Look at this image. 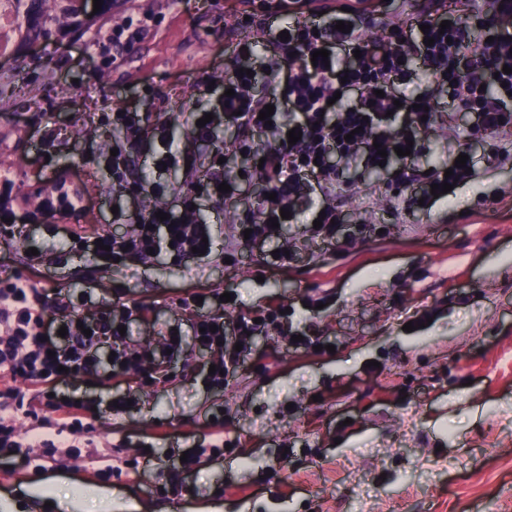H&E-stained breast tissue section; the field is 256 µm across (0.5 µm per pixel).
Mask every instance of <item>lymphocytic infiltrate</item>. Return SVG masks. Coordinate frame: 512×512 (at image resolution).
Masks as SVG:
<instances>
[{"label":"lymphocytic infiltrate","instance_id":"obj_1","mask_svg":"<svg viewBox=\"0 0 512 512\" xmlns=\"http://www.w3.org/2000/svg\"><path fill=\"white\" fill-rule=\"evenodd\" d=\"M501 14L478 13V36L459 24L442 27V0H431L417 23L390 24L387 38L369 40L362 34L360 11L345 12L326 7L323 15L310 20L285 19L277 24H259L254 34L236 39L238 72L225 78L228 96L222 97L211 122L198 126L199 112L186 118L193 138L210 140L216 126H233L238 134L236 151L251 164L259 165L260 175L276 197L265 200L258 212H246L238 230H249V241L261 244L279 237L271 218L281 211L298 217L313 198H321L325 212L320 228L312 237L346 250L350 238L340 236L343 218L332 198L341 176L338 163L359 164L365 169H391L402 146L419 154L421 133L431 126L435 113L429 108L432 95L449 92L457 105L472 114L475 130L500 136L497 152L512 157V28L499 22V15H512V0H494ZM350 23V32L336 28L337 22ZM288 40H281V31ZM471 53H464V46ZM328 50L324 61H313L314 51ZM420 64L431 76V91L416 97L396 91V81L405 79L412 64ZM271 79L272 93L257 94L262 79ZM357 88L361 96L356 105L334 101L335 92ZM273 105L270 121L259 118L266 105ZM399 125H391V118ZM112 126L118 134L113 146L116 156L109 167L114 187L132 199L150 197L160 205L139 211L135 224L121 235L104 234L85 242L71 240L58 224L49 225L50 246L27 256V273L11 272L0 277V457L22 448L37 449L39 461L54 459L59 449L75 448L89 469L106 476L112 465L87 437L98 412L82 402L52 393L57 383L74 378L89 379L98 372L107 378L130 376L140 382L161 383L168 375L159 359L166 352L180 354L182 342L164 331L157 347L127 349L120 327L130 325L148 311L141 303L115 302L98 316L77 317L86 296L82 293L51 294L32 278L33 270L52 264L57 250L81 255L91 253L105 269L152 264L165 255L179 262L191 258L196 248L214 254L206 246L212 238L209 224L199 222L193 211L200 195L233 201L241 193L243 177L226 176L217 160L222 149H215L214 164L208 174L180 191L163 183H146L131 173L132 149L142 136H150L152 162H165L167 168L184 165L187 154L175 147L166 110L141 112L135 109L113 113ZM301 131L296 144H289V130ZM270 132L272 143L256 150L252 136ZM463 183L465 169L432 165L430 171L403 168L394 182L409 187L410 209L431 208L435 198L431 187L445 179ZM227 192H218L219 184ZM212 289L203 296L188 293L183 307L195 310L193 339L199 350L209 353L215 371L207 377L212 388H223L226 374L237 367L240 354L235 344L249 346L259 330L250 312H238L232 329H225V301ZM111 344L115 356L103 362L98 348ZM30 418L29 429L18 425L20 417Z\"/></svg>","mask_w":512,"mask_h":512}]
</instances>
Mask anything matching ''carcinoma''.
<instances>
[{"mask_svg":"<svg viewBox=\"0 0 512 512\" xmlns=\"http://www.w3.org/2000/svg\"><path fill=\"white\" fill-rule=\"evenodd\" d=\"M17 31L24 46L44 40L52 31L77 32L86 25L80 18L79 0H20Z\"/></svg>","mask_w":512,"mask_h":512,"instance_id":"cac0c4a2","label":"carcinoma"}]
</instances>
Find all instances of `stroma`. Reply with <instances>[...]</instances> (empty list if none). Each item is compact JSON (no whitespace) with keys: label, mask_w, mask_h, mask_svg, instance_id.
<instances>
[{"label":"stroma","mask_w":512,"mask_h":512,"mask_svg":"<svg viewBox=\"0 0 512 512\" xmlns=\"http://www.w3.org/2000/svg\"><path fill=\"white\" fill-rule=\"evenodd\" d=\"M234 2L132 0L150 15V31L116 69L91 57L126 12L22 53L16 31L0 28L9 44L0 54V173L12 181L16 215L52 198L59 172L82 193V234L125 231L116 214L134 205L91 162L111 145L107 117L119 107H167L172 136L191 148L199 173L214 147L232 152L221 135L193 140L185 114L224 93L236 65V35L224 28ZM203 75L212 89H197ZM433 106L437 121L423 135L417 169L463 150L478 178L423 213L406 210L386 173L344 171L336 205L353 237L349 251L305 234L310 208L265 245L235 242V215L263 202L249 181L238 201L198 200L217 247L234 245V266L161 257L126 276L86 253L40 270L47 289L87 291L84 316L116 300L148 305L127 343L156 344L161 325L177 324L184 352L171 361L172 380L155 388L130 378L62 386L87 402L138 398L136 408L94 424L116 473L94 477L64 450L49 472L13 457L0 473V512H486L490 504L512 512V160L496 157V138L469 136L471 115L449 95ZM283 246L294 260L267 266L266 255ZM199 288L236 293L246 311H286L254 337L220 394L206 384L208 357L194 348L192 318L178 304ZM318 298L324 308H312ZM408 322L413 331H404ZM295 334L311 347L289 345ZM218 410L229 448L215 455L206 418ZM150 435L161 463L126 469ZM195 448L205 454L184 476L187 493L160 494L168 468ZM22 487L26 495L16 497Z\"/></svg>","instance_id":"stroma-1"}]
</instances>
